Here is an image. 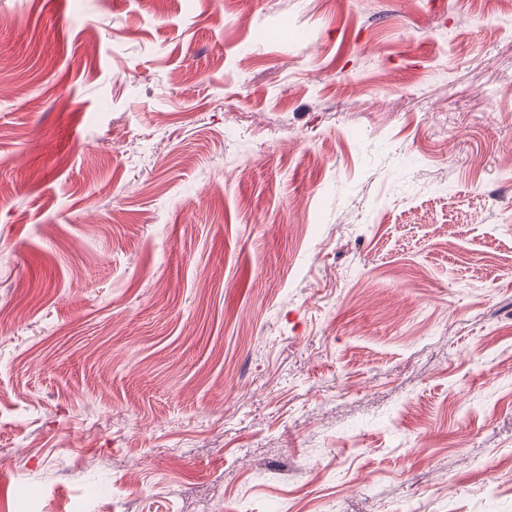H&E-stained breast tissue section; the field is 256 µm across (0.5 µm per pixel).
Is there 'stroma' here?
Instances as JSON below:
<instances>
[{
    "instance_id": "obj_1",
    "label": "stroma",
    "mask_w": 512,
    "mask_h": 512,
    "mask_svg": "<svg viewBox=\"0 0 512 512\" xmlns=\"http://www.w3.org/2000/svg\"><path fill=\"white\" fill-rule=\"evenodd\" d=\"M0 512H512V0H0Z\"/></svg>"
}]
</instances>
